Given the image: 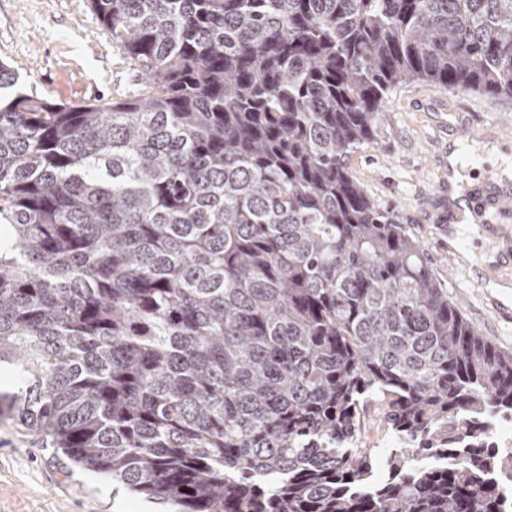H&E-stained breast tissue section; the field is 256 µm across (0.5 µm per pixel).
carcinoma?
<instances>
[{
  "mask_svg": "<svg viewBox=\"0 0 512 512\" xmlns=\"http://www.w3.org/2000/svg\"><path fill=\"white\" fill-rule=\"evenodd\" d=\"M92 4L145 88L0 105V416L169 512H512V354L345 163L400 83L512 101V0ZM375 412L378 414V417L376 421H372L366 429V435L371 442L384 446L383 448H376L378 453L386 454L393 448L392 438L388 434L385 436L386 430L384 429L383 411L376 407ZM512 425V423H511ZM504 426L501 421H491L487 427V434L492 448L497 453L510 460L512 458V427Z\"/></svg>",
  "mask_w": 512,
  "mask_h": 512,
  "instance_id": "carcinoma-1",
  "label": "carcinoma"
}]
</instances>
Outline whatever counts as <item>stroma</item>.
<instances>
[{
	"label": "stroma",
	"instance_id": "obj_1",
	"mask_svg": "<svg viewBox=\"0 0 512 512\" xmlns=\"http://www.w3.org/2000/svg\"><path fill=\"white\" fill-rule=\"evenodd\" d=\"M0 61L27 94L55 103L123 99L143 81L103 30L91 0H0ZM389 119L346 160L367 196L422 246L467 320L512 352V267L496 270L512 243V103L460 95L424 81L388 94ZM498 170L501 212L493 232L456 207L459 189L486 194ZM0 512H167L79 469L42 435L0 417Z\"/></svg>",
	"mask_w": 512,
	"mask_h": 512
}]
</instances>
